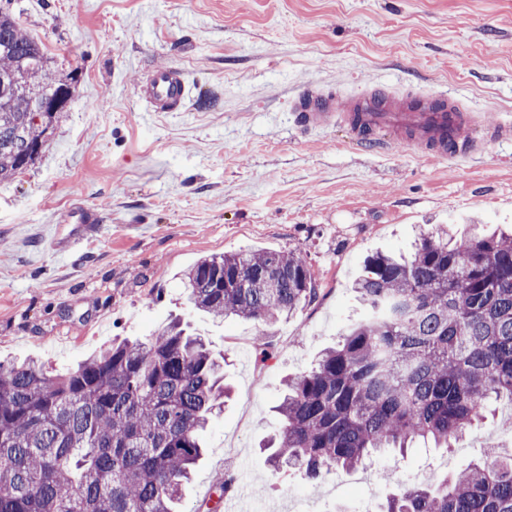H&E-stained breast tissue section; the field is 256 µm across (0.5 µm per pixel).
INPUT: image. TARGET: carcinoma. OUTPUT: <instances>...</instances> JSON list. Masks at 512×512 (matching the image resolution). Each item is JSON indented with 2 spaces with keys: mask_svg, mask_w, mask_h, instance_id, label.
<instances>
[{
  "mask_svg": "<svg viewBox=\"0 0 512 512\" xmlns=\"http://www.w3.org/2000/svg\"><path fill=\"white\" fill-rule=\"evenodd\" d=\"M25 72L31 94L12 77ZM80 72L59 73L0 0V182L34 165L65 107L34 117L44 88L72 99ZM189 303L214 320L267 326L312 303L305 259L277 251L199 259L182 275ZM359 320L315 367L285 382L275 471L312 478L354 470L387 448L446 447L512 405V235L438 226L408 258L376 254L355 282ZM224 357L178 323L114 342L62 376L25 359L0 363V512H176L202 456L200 434L222 411ZM233 473L214 488L218 512ZM381 512H512V452L386 499Z\"/></svg>",
  "mask_w": 512,
  "mask_h": 512,
  "instance_id": "carcinoma-1",
  "label": "carcinoma"
}]
</instances>
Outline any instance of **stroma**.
I'll use <instances>...</instances> for the list:
<instances>
[{
  "label": "stroma",
  "instance_id": "1",
  "mask_svg": "<svg viewBox=\"0 0 512 512\" xmlns=\"http://www.w3.org/2000/svg\"><path fill=\"white\" fill-rule=\"evenodd\" d=\"M23 29L81 81L35 165L0 183V361L59 374L112 341L171 320L224 355L233 389L179 505L194 512L232 471L239 512H378L397 485L440 479L512 429L487 418L451 448L387 453L354 473L281 491L264 443L285 381L311 369L361 315L368 257L410 254L422 228L512 227V144L465 161L371 153L336 127L298 130L289 100L315 84L372 82L449 95L483 125L512 121V0H18ZM175 64L184 111L135 98L144 71ZM73 210L95 213L73 224ZM245 249L295 252L317 299L271 326L194 310L181 276ZM276 357L259 367L258 342Z\"/></svg>",
  "mask_w": 512,
  "mask_h": 512
}]
</instances>
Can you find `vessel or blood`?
Here are the masks:
<instances>
[{"label":"vessel or blood","mask_w":512,"mask_h":512,"mask_svg":"<svg viewBox=\"0 0 512 512\" xmlns=\"http://www.w3.org/2000/svg\"><path fill=\"white\" fill-rule=\"evenodd\" d=\"M135 93L149 111L179 112L190 88L180 69L159 67L142 78ZM291 108L300 130L342 126L356 145L368 151L394 145L447 160L466 159L484 148V141L475 135L479 119L445 93H424L412 87L396 92L376 84L345 97L310 85L296 93Z\"/></svg>","instance_id":"b4317fda"}]
</instances>
